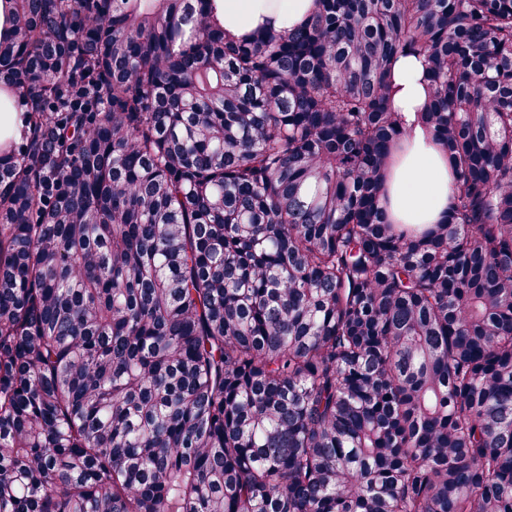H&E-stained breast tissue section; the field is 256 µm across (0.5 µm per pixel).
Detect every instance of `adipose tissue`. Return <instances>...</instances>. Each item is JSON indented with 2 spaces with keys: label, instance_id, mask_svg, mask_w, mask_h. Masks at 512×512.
<instances>
[{
  "label": "adipose tissue",
  "instance_id": "obj_1",
  "mask_svg": "<svg viewBox=\"0 0 512 512\" xmlns=\"http://www.w3.org/2000/svg\"><path fill=\"white\" fill-rule=\"evenodd\" d=\"M224 32L241 39L279 32L303 23L312 0H219ZM398 91L395 110L413 112L425 97L422 66L415 58L399 59L393 71ZM453 178L448 160L431 133L413 127L396 154L385 185L383 207L396 224H434L442 220L451 203Z\"/></svg>",
  "mask_w": 512,
  "mask_h": 512
}]
</instances>
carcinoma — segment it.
I'll use <instances>...</instances> for the list:
<instances>
[{
	"label": "carcinoma",
	"mask_w": 512,
	"mask_h": 512,
	"mask_svg": "<svg viewBox=\"0 0 512 512\" xmlns=\"http://www.w3.org/2000/svg\"><path fill=\"white\" fill-rule=\"evenodd\" d=\"M312 2L4 0L0 512H512V0ZM224 15L227 36L252 39L303 23L312 0H217ZM393 76L398 87L393 100L395 110L407 115L416 112L425 97L421 63L413 57L401 58L395 64ZM453 178L431 133L414 126L396 153L383 208L394 224H436L447 214Z\"/></svg>",
	"instance_id": "carcinoma-1"
}]
</instances>
